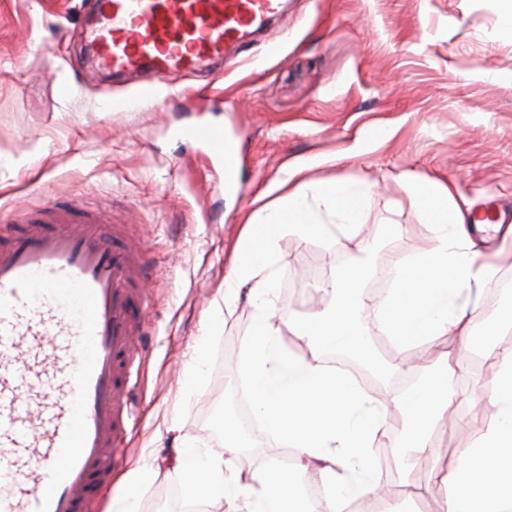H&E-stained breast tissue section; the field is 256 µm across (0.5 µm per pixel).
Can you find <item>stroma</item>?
Wrapping results in <instances>:
<instances>
[{"label":"stroma","instance_id":"35a3bbf8","mask_svg":"<svg viewBox=\"0 0 512 512\" xmlns=\"http://www.w3.org/2000/svg\"><path fill=\"white\" fill-rule=\"evenodd\" d=\"M498 0H284L238 59L172 75L145 93L92 62V14L81 0H0V214L78 200L134 224L153 273L149 335L138 355L139 411L123 456L92 512H107L124 476L148 480L139 512H183L173 460L180 440L221 455L216 420L238 392L246 299L224 303L255 197L275 200L287 167L313 179L373 185L353 239L278 237L268 273L277 319L306 305L376 237L372 267L412 255L428 237L406 174L453 188L473 210L512 221V37L495 32ZM223 131L237 172L183 129ZM205 373L183 375L212 319ZM437 429L448 454L494 420L488 400H456ZM179 433H172L171 424ZM431 456L396 461L394 501L442 512Z\"/></svg>","mask_w":512,"mask_h":512}]
</instances>
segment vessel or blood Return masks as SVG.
Instances as JSON below:
<instances>
[{"mask_svg":"<svg viewBox=\"0 0 512 512\" xmlns=\"http://www.w3.org/2000/svg\"><path fill=\"white\" fill-rule=\"evenodd\" d=\"M283 0H93V60L149 91L223 60ZM203 142L235 177L221 131ZM0 242V512H89L137 413L131 368L144 341L145 246L99 211L55 202L9 216Z\"/></svg>","mask_w":512,"mask_h":512,"instance_id":"obj_1","label":"vessel or blood"}]
</instances>
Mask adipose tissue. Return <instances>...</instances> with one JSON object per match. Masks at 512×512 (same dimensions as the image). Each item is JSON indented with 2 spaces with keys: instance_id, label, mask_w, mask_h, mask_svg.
I'll list each match as a JSON object with an SVG mask.
<instances>
[{
  "instance_id": "1",
  "label": "adipose tissue",
  "mask_w": 512,
  "mask_h": 512,
  "mask_svg": "<svg viewBox=\"0 0 512 512\" xmlns=\"http://www.w3.org/2000/svg\"><path fill=\"white\" fill-rule=\"evenodd\" d=\"M304 172L301 166L292 170L296 182L277 203L255 201L224 280L225 303H235L244 293L253 308L239 374L254 415L267 437L290 449L295 464L290 469L264 464L244 473L221 457L178 448L176 466L186 498L210 508L293 512L313 480L326 490L323 512H345L351 501L377 493V442L407 459L426 452L437 459L443 455L433 435L456 398L452 378L459 363L450 354L421 367L417 383L390 399L358 388L321 360L325 352L345 349L372 358L367 331L357 318L370 272L364 261L347 265L325 287L329 303L323 311L296 323L275 319L266 270L278 236L291 228L308 237L330 238L338 229L353 234L372 190L362 178L308 180ZM406 190L425 217L429 235L408 260L393 265L392 286L377 301L382 327L404 347L422 336L432 341L456 335L468 342L470 286L493 278L497 270L479 264L468 213L456 204L449 185L410 176ZM288 332L307 344L310 358L288 351L283 342ZM488 355L498 375L491 388L472 391L470 398L488 399L495 419L471 446L434 469L431 487L443 501L442 512H512V351L492 349ZM393 406L402 415L396 428L386 421ZM303 473L308 481H300Z\"/></svg>"
}]
</instances>
